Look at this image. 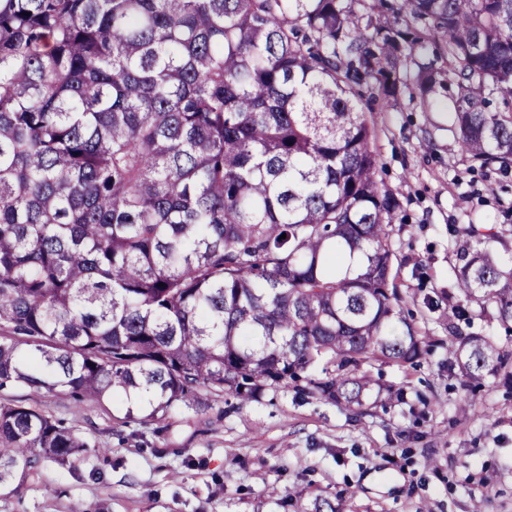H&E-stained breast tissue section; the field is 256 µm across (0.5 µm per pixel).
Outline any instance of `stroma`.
I'll return each mask as SVG.
<instances>
[{
  "label": "stroma",
  "instance_id": "stroma-1",
  "mask_svg": "<svg viewBox=\"0 0 512 512\" xmlns=\"http://www.w3.org/2000/svg\"><path fill=\"white\" fill-rule=\"evenodd\" d=\"M357 106L375 131L380 177L402 204L392 234L402 306L432 342L414 366L368 364L402 399L355 419L282 388L220 418L175 416L145 444L118 405L77 413L70 398L13 390L89 448L75 470L47 462L19 493L0 494V512H306L318 496L349 500L352 512H472L479 501L512 512V388H462L448 352L467 228L512 260V168L473 166L450 100L426 112L369 88Z\"/></svg>",
  "mask_w": 512,
  "mask_h": 512
}]
</instances>
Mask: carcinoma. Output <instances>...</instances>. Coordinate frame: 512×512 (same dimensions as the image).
<instances>
[{
  "label": "carcinoma",
  "mask_w": 512,
  "mask_h": 512,
  "mask_svg": "<svg viewBox=\"0 0 512 512\" xmlns=\"http://www.w3.org/2000/svg\"><path fill=\"white\" fill-rule=\"evenodd\" d=\"M363 82L426 109L455 86L470 161L512 167V0H0V391L145 426L211 395L290 387L353 416L400 398L361 365L430 341L393 284L401 202ZM456 294L512 324L489 251L462 247ZM448 328L465 382L512 385V350ZM86 448L0 401L1 490Z\"/></svg>",
  "instance_id": "obj_1"
}]
</instances>
